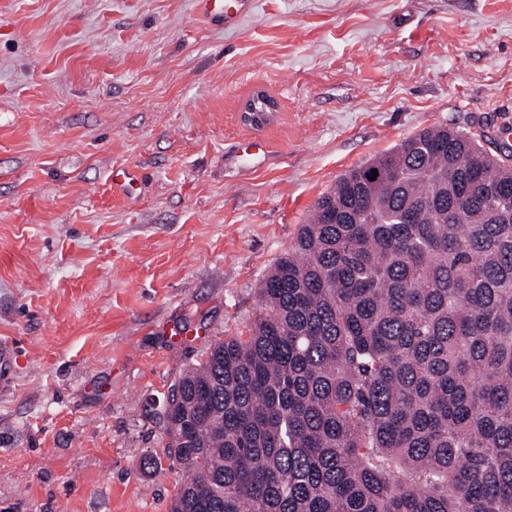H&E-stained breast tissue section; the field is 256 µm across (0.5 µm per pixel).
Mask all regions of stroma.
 Segmentation results:
<instances>
[{
	"mask_svg": "<svg viewBox=\"0 0 512 512\" xmlns=\"http://www.w3.org/2000/svg\"><path fill=\"white\" fill-rule=\"evenodd\" d=\"M431 126L512 147V0H254L229 26L0 0V512H169L156 404L246 335L321 193Z\"/></svg>",
	"mask_w": 512,
	"mask_h": 512,
	"instance_id": "1",
	"label": "stroma"
}]
</instances>
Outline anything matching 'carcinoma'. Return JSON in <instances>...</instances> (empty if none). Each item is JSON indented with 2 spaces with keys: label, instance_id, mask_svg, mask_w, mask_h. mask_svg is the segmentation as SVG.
<instances>
[{
  "label": "carcinoma",
  "instance_id": "obj_1",
  "mask_svg": "<svg viewBox=\"0 0 512 512\" xmlns=\"http://www.w3.org/2000/svg\"><path fill=\"white\" fill-rule=\"evenodd\" d=\"M259 296L157 414L170 512H512L511 155L435 126L351 168Z\"/></svg>",
  "mask_w": 512,
  "mask_h": 512
}]
</instances>
